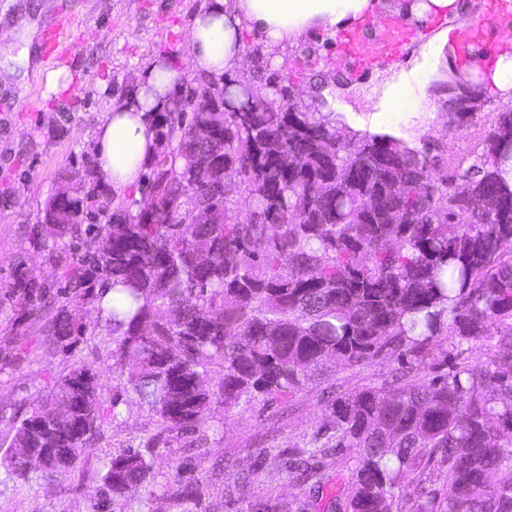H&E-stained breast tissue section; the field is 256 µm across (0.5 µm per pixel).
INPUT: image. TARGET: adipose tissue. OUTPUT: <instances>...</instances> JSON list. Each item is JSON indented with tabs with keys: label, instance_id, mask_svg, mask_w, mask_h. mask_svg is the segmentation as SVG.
Here are the masks:
<instances>
[{
	"label": "adipose tissue",
	"instance_id": "obj_1",
	"mask_svg": "<svg viewBox=\"0 0 512 512\" xmlns=\"http://www.w3.org/2000/svg\"><path fill=\"white\" fill-rule=\"evenodd\" d=\"M388 7L387 0H209L190 27L192 67L219 84L225 73L243 64L244 31L261 35L269 48L283 49L309 36H335ZM454 60L447 30L438 31L413 49L400 68L373 74L372 112L383 116L398 111L403 89L416 111H427L428 89L458 79ZM184 75L171 57H156L128 99L113 106L98 125L96 165L115 197H124L142 182L145 165L156 151L151 117L166 111Z\"/></svg>",
	"mask_w": 512,
	"mask_h": 512
}]
</instances>
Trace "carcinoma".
Masks as SVG:
<instances>
[{"instance_id":"cac0c4a2","label":"carcinoma","mask_w":512,"mask_h":512,"mask_svg":"<svg viewBox=\"0 0 512 512\" xmlns=\"http://www.w3.org/2000/svg\"><path fill=\"white\" fill-rule=\"evenodd\" d=\"M213 94L199 81L156 116L160 145L147 163L149 181L168 175L163 200L149 194L97 224L92 202L56 195L72 223L29 242L61 271L62 290L19 263L3 291L24 315L26 336L69 351L82 335L70 308L99 299L109 283L118 304L97 307L111 328L114 365L149 407L159 431L199 429L211 408L202 373L224 371V408L245 400L272 402L299 392L315 373L342 362L362 366L386 355L398 371L381 386L341 391L326 405V443L300 461L325 482L326 449L352 451V489L337 512H512V189L498 168L512 157V111L498 113L471 164L450 160L433 177L427 154L390 134L336 135L314 112H295L285 93L259 92L237 101L249 111H198ZM292 154L296 166L281 164ZM474 186L467 199L454 181ZM227 204L246 196L234 222L197 224L193 195ZM174 313L163 319L160 307ZM457 345L496 339L486 356L448 364ZM100 376L74 363L46 400L13 417L5 460L17 478L29 470L17 448H52L45 469L74 472L102 423L82 392L98 396ZM497 419L493 428L490 419ZM150 451L127 448L102 476L118 506L152 476ZM443 477L442 490L431 489ZM183 468L167 492L205 495Z\"/></svg>"}]
</instances>
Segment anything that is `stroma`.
I'll list each match as a JSON object with an SVG mask.
<instances>
[{"mask_svg": "<svg viewBox=\"0 0 512 512\" xmlns=\"http://www.w3.org/2000/svg\"><path fill=\"white\" fill-rule=\"evenodd\" d=\"M202 0H0V35L25 17L37 28L59 12L75 21L77 46L66 67L72 88L45 97L44 72L19 77L0 86V288L10 283L17 263L44 276L59 272L33 249L27 233L39 224L47 201L68 182L96 172L94 132L106 112L124 100L138 73L153 57L166 53L189 55V26ZM246 53L241 70L226 75L229 84L273 93L280 86L292 91L294 106L320 111L314 87L323 70L342 76L346 68L337 39H307L280 56L267 53L259 37L245 33ZM106 88H98V80ZM447 95L436 92L431 112H397L388 124L406 129L418 147L426 148L436 174L448 170V158L466 153L479 142L497 113L506 111L495 88L476 99L475 110L463 128H448ZM86 333L71 354L25 341L11 330L12 319L0 317V357L17 356L9 374L0 376V447L12 436V417L37 407L49 394L55 378L70 364L97 372L103 384V407H115L117 417L104 426L99 441L87 448L79 468L65 485L32 466L31 480L21 483L0 466V512H256L258 504L278 505L280 512H332L327 496L298 473L285 470L290 453L315 447L325 415L324 383L311 377L302 391L272 404H242L225 410L213 401L204 426L192 440L158 445L153 453L154 482L144 484L120 507L103 493L102 476L112 455L124 448L144 447L157 431L155 419L133 392L120 391V371L112 363V334L100 322L95 303L79 308ZM396 367L386 356L363 366L337 367L331 379L344 389L376 386ZM193 456L194 473L208 482L202 500H176L164 492L184 456ZM254 481L256 497L238 496L244 478Z\"/></svg>", "mask_w": 512, "mask_h": 512, "instance_id": "35a3bbf8", "label": "stroma"}]
</instances>
